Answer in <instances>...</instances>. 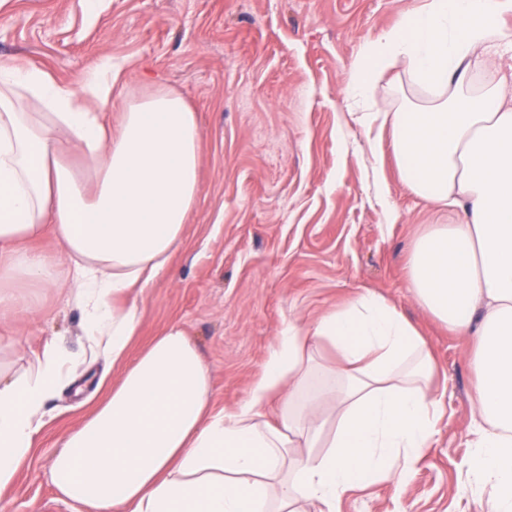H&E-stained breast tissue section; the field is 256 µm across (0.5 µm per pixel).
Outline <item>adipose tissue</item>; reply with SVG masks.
<instances>
[{
  "instance_id": "obj_1",
  "label": "adipose tissue",
  "mask_w": 512,
  "mask_h": 512,
  "mask_svg": "<svg viewBox=\"0 0 512 512\" xmlns=\"http://www.w3.org/2000/svg\"><path fill=\"white\" fill-rule=\"evenodd\" d=\"M512 0H426L360 49L347 85L381 166L391 147L420 198L449 208L415 242L410 286L449 333L475 340L478 438L462 493L512 512ZM490 64L465 95L472 59ZM405 59L430 103L367 105L379 74ZM111 57L62 84L0 58V281L64 282L82 313L83 354L56 340L30 369L0 371V490L10 487L47 424V404L80 362H105L103 396L62 440L49 468L59 500L91 512H336L350 491L404 489L441 415L436 366L408 318L372 291L277 336L248 400L212 405L210 370L184 327L169 323L133 351L142 311L131 301L167 267L198 194L200 131L180 94L136 101L116 91ZM118 120H111V112ZM81 154L85 177L59 157ZM53 236L54 254L32 249ZM335 363L315 367L321 346ZM339 411L317 420L323 392Z\"/></svg>"
}]
</instances>
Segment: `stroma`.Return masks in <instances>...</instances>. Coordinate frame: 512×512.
<instances>
[{"label":"stroma","instance_id":"1","mask_svg":"<svg viewBox=\"0 0 512 512\" xmlns=\"http://www.w3.org/2000/svg\"><path fill=\"white\" fill-rule=\"evenodd\" d=\"M422 2L0 0V56L71 85L108 56L123 67L127 98L166 87L198 114V202L183 242L140 299L136 347L180 322L211 372L216 408L230 411L247 400L285 325L307 327L363 290L386 297L424 335L445 410L437 439L403 492H352L338 512H488L461 493L477 438L472 340L449 333L409 286L413 242L453 215L417 197L390 153L389 203L376 200L368 143L346 100L361 44ZM427 96L401 60L381 73L376 109ZM13 291L32 312L0 320L1 368L24 369L29 349L52 337L80 351L81 311L67 286ZM80 398L51 401L34 459L0 491L11 512H70L56 500L49 465L80 419Z\"/></svg>","mask_w":512,"mask_h":512}]
</instances>
